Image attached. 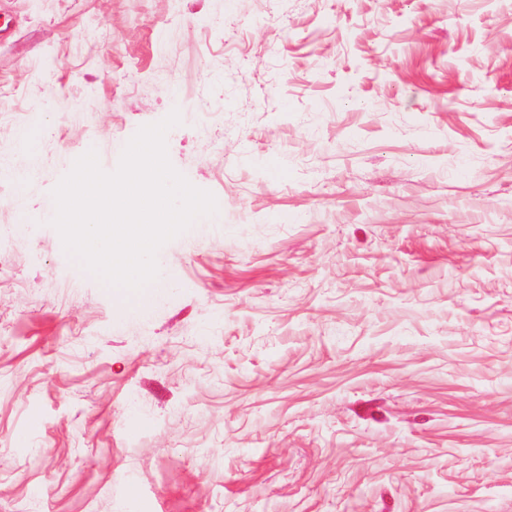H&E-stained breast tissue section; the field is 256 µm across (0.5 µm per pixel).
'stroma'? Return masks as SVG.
<instances>
[{"mask_svg":"<svg viewBox=\"0 0 512 512\" xmlns=\"http://www.w3.org/2000/svg\"><path fill=\"white\" fill-rule=\"evenodd\" d=\"M4 18L0 155L42 125L0 203V512H512V0ZM175 109L218 221L132 316L44 205Z\"/></svg>","mask_w":512,"mask_h":512,"instance_id":"stroma-1","label":"stroma"}]
</instances>
